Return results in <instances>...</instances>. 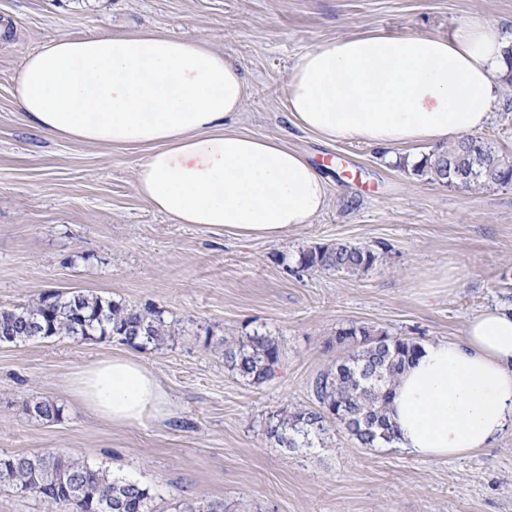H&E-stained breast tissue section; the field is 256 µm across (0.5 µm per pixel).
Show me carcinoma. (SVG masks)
Wrapping results in <instances>:
<instances>
[{
	"label": "carcinoma",
	"instance_id": "cac0c4a2",
	"mask_svg": "<svg viewBox=\"0 0 512 512\" xmlns=\"http://www.w3.org/2000/svg\"><path fill=\"white\" fill-rule=\"evenodd\" d=\"M468 177L465 186L512 184V161L499 155L491 143L477 136L436 147L414 166V174L448 186L454 172ZM378 252L367 245L336 242L315 245L301 252L300 267L359 275L369 271ZM65 336L72 339L116 338L136 347L160 348L175 336L162 312L140 309L93 293L45 292L37 301L15 308H0V344H20ZM336 343L346 351L313 381L315 405L273 414L267 435L283 448L323 445L336 420L324 414L327 404L341 400L339 415L350 412L363 419L346 433L363 448L392 444L397 436L386 416L393 387L407 362L421 345L391 336L366 323L337 331ZM282 346L271 335L254 330L224 345V367L250 385L275 377ZM25 413L39 421L60 419L63 408L54 401H27ZM0 487L34 492L64 503L71 512H157L150 489L139 482L94 468L84 459L59 451L33 455H0Z\"/></svg>",
	"mask_w": 512,
	"mask_h": 512
}]
</instances>
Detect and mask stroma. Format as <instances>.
<instances>
[{
  "label": "stroma",
  "mask_w": 512,
  "mask_h": 512,
  "mask_svg": "<svg viewBox=\"0 0 512 512\" xmlns=\"http://www.w3.org/2000/svg\"><path fill=\"white\" fill-rule=\"evenodd\" d=\"M473 16L512 35V0H0V307L48 291L91 292L163 312L180 333L160 349L60 336L0 345V454L62 451L150 488L157 512L220 502L226 512H512V427L475 455L417 459L360 447L340 427L324 446L283 448L272 412L311 406V385L352 323L427 344L512 305V186L456 189L417 176L398 151L326 144L285 107L298 57L380 31L448 37ZM146 29L206 39L243 71L232 128L283 140L326 180L327 208L282 240L176 224L135 190L146 149L50 139L14 98L24 57L47 39ZM481 135L512 160V83L501 81ZM338 241L379 254L349 276L304 269L308 247ZM283 344L275 377L252 386L224 345L253 330ZM115 354L145 364L174 401L164 421L115 426L74 404L67 379ZM56 401L60 420L23 404Z\"/></svg>",
  "instance_id": "35a3bbf8"
}]
</instances>
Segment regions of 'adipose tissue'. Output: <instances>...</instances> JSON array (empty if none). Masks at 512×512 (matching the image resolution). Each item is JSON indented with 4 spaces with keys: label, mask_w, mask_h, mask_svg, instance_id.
I'll use <instances>...</instances> for the list:
<instances>
[{
    "label": "adipose tissue",
    "mask_w": 512,
    "mask_h": 512,
    "mask_svg": "<svg viewBox=\"0 0 512 512\" xmlns=\"http://www.w3.org/2000/svg\"><path fill=\"white\" fill-rule=\"evenodd\" d=\"M508 44L472 18L453 35L372 32L303 53L286 87L298 128L327 143L408 147L488 125ZM249 95L240 69L202 39L153 31L60 36L26 56L14 96L50 138L147 148L135 188L177 224L277 241L328 203L323 176L277 140L227 130ZM71 399L117 426L160 421L172 400L159 378L125 355L79 368ZM398 448L418 459L490 447L512 426V307L487 309L457 341L423 345L387 406Z\"/></svg>",
    "instance_id": "ef3b65f1"
}]
</instances>
